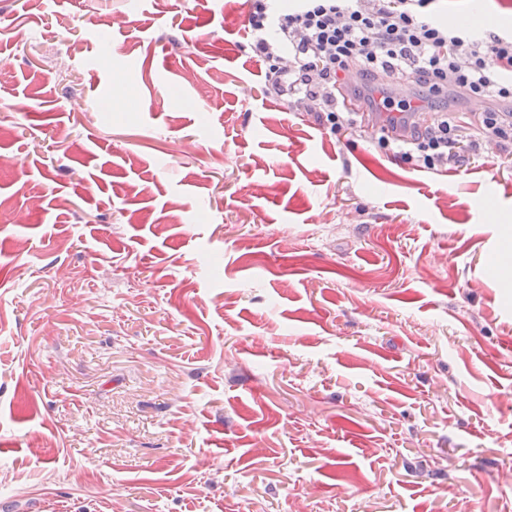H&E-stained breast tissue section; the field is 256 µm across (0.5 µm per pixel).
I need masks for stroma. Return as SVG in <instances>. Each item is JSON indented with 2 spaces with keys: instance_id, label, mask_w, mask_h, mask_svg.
I'll return each mask as SVG.
<instances>
[{
  "instance_id": "1",
  "label": "stroma",
  "mask_w": 512,
  "mask_h": 512,
  "mask_svg": "<svg viewBox=\"0 0 512 512\" xmlns=\"http://www.w3.org/2000/svg\"><path fill=\"white\" fill-rule=\"evenodd\" d=\"M250 43L0 0V512H512V145L418 169Z\"/></svg>"
}]
</instances>
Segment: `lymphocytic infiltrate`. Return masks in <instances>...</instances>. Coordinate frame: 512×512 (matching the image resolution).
I'll list each match as a JSON object with an SVG mask.
<instances>
[{
	"label": "lymphocytic infiltrate",
	"mask_w": 512,
	"mask_h": 512,
	"mask_svg": "<svg viewBox=\"0 0 512 512\" xmlns=\"http://www.w3.org/2000/svg\"><path fill=\"white\" fill-rule=\"evenodd\" d=\"M434 0H250L252 50L269 61V94L305 103L317 121L338 132L362 127L366 115L348 111L349 72L423 89L418 102L381 99L389 112L430 111L410 134H386L379 146L421 169L458 164L455 145L512 143V34L458 28L432 11ZM453 90L491 106L471 116L428 110Z\"/></svg>",
	"instance_id": "obj_1"
}]
</instances>
